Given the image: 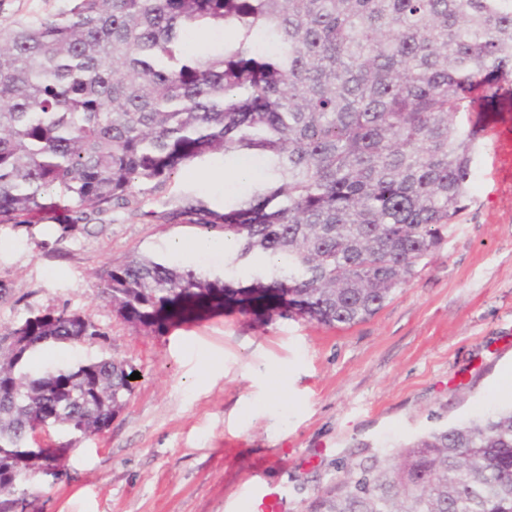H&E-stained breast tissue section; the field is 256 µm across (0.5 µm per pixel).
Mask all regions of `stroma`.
Listing matches in <instances>:
<instances>
[{
	"mask_svg": "<svg viewBox=\"0 0 512 512\" xmlns=\"http://www.w3.org/2000/svg\"><path fill=\"white\" fill-rule=\"evenodd\" d=\"M498 148L482 136L465 208L424 269L372 318L330 328L236 308L168 327L124 320L99 273L134 253L211 275L227 255L171 253L190 224L167 213L200 200L220 211L267 178H237L222 155L182 168L137 210L50 212L0 225V333L68 309L104 340L33 349L29 368L111 357L140 377L96 436L65 449L57 478L39 477L27 512H248L235 488L264 457L287 512H308L343 463L512 406V182L493 176Z\"/></svg>",
	"mask_w": 512,
	"mask_h": 512,
	"instance_id": "stroma-1",
	"label": "stroma"
}]
</instances>
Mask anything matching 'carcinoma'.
Instances as JSON below:
<instances>
[{"label": "carcinoma", "instance_id": "1", "mask_svg": "<svg viewBox=\"0 0 512 512\" xmlns=\"http://www.w3.org/2000/svg\"><path fill=\"white\" fill-rule=\"evenodd\" d=\"M0 23V224L61 206L127 207L198 158L252 155L270 178L224 211L176 224L240 242L224 276L133 254L100 273L132 323L162 331L229 304L331 328L377 314L463 210L483 129L512 75V0H67ZM205 28L222 42L192 46ZM255 257L253 282L236 264ZM12 343H4L9 337ZM26 336L104 337L65 309L0 335V442L26 445L46 401L70 436L98 433L131 392L111 358L27 369ZM42 458L0 447V512H18ZM309 512H512V408L343 466Z\"/></svg>", "mask_w": 512, "mask_h": 512}]
</instances>
